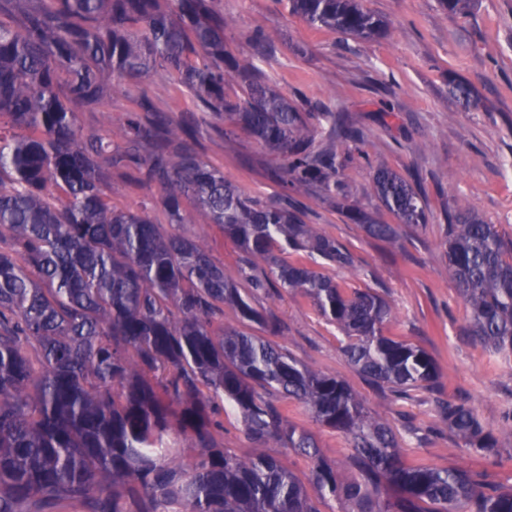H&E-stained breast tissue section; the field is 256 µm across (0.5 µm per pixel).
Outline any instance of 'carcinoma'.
Returning a JSON list of instances; mask_svg holds the SVG:
<instances>
[{"label": "carcinoma", "mask_w": 512, "mask_h": 512, "mask_svg": "<svg viewBox=\"0 0 512 512\" xmlns=\"http://www.w3.org/2000/svg\"><path fill=\"white\" fill-rule=\"evenodd\" d=\"M218 0H28L19 23H0V512H512V487L466 469L408 465L390 426L344 380L301 365L268 339L278 326L258 297L270 288L309 297L345 338L348 361L396 399L437 391L428 352L383 335L389 303L349 294L327 270L353 266L347 248L305 220L295 196H344L338 132H363L323 109L318 123L276 92L254 62L228 54L231 19ZM315 27L358 39L384 30L359 0H281ZM164 71L177 76L201 116L177 121L142 92L122 126L83 136L71 102L99 104ZM241 80L242 95L226 88ZM465 106L467 84L448 82ZM247 131L284 164L269 176L287 192L243 194L196 150L207 118ZM130 170L162 189L168 224L115 211L103 181ZM379 205L409 227L427 223L410 181L380 167ZM216 225L241 250L240 289L203 240L181 230L183 208ZM371 238L398 226L357 212ZM448 270L469 311L467 334L512 356V242L461 209L447 226ZM304 251L322 270L286 255ZM239 325L224 324V306ZM306 405L349 437L351 481L288 423L273 398ZM248 437L310 458V495L282 461L224 447V404ZM471 451L490 455L512 436V414L494 430L464 401L437 402ZM198 449L181 457L179 440Z\"/></svg>", "instance_id": "obj_1"}]
</instances>
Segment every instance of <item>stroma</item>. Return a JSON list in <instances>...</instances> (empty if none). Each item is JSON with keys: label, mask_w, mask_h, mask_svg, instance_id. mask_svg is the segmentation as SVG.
I'll return each mask as SVG.
<instances>
[{"label": "stroma", "mask_w": 512, "mask_h": 512, "mask_svg": "<svg viewBox=\"0 0 512 512\" xmlns=\"http://www.w3.org/2000/svg\"><path fill=\"white\" fill-rule=\"evenodd\" d=\"M222 3L232 19L225 31L230 54L251 56V34L262 29L273 52L256 64L274 89L300 103L348 113L363 129V144L335 141L339 154L353 156L344 170L345 204L329 203L320 191L301 202L309 223L356 257L354 267L335 271L336 282L345 291L371 288L387 299L392 316L385 335L432 356L440 370V393L398 400L371 386L343 354L342 334L300 295L284 292L262 301L281 325L277 343L307 368L346 380L392 427L407 463L459 466L512 486V438L502 440L495 455L474 454L436 407L440 398L467 400L492 429L512 412V357L494 355L466 336L468 314L448 271L444 244L448 214L460 205L512 239V0H475L465 15L445 12L439 0H361L365 11L387 25L383 35L370 40L310 27L279 0ZM452 77L477 91L480 108L466 107L449 94ZM145 89L158 109L173 117L194 109L189 93L168 75L151 77ZM132 106L126 93L116 91L102 104L77 108L78 124L85 134H94L105 123L120 125ZM200 144L202 158L223 169L245 195L268 199L280 193V184L267 174L280 158L264 154L244 131L227 137L206 127ZM380 165L406 177L418 175L417 187L428 204L427 224L400 227L392 246L369 238L348 214L356 208L395 223L373 195L372 175ZM103 190L114 209L144 207L155 222L166 223L158 187H140L116 173ZM190 231L204 239L228 275H236L240 251L231 239L213 225L194 224ZM279 406L291 424L315 437L340 479L349 480L347 437L316 422L296 401L283 399ZM224 445L245 456L278 458L301 480L310 476L308 458L254 443L232 411L224 415Z\"/></svg>", "instance_id": "35a3bbf8"}]
</instances>
